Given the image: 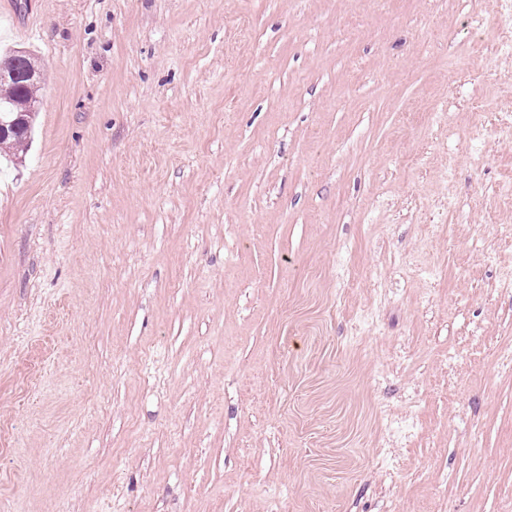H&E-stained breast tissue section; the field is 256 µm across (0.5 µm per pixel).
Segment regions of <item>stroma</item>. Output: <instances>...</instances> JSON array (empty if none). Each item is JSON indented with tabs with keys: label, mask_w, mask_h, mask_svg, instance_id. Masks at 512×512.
Here are the masks:
<instances>
[{
	"label": "stroma",
	"mask_w": 512,
	"mask_h": 512,
	"mask_svg": "<svg viewBox=\"0 0 512 512\" xmlns=\"http://www.w3.org/2000/svg\"><path fill=\"white\" fill-rule=\"evenodd\" d=\"M512 0H5L8 512H512ZM6 73L14 76V78L6 81L0 80V111L14 109L16 104L20 102H30L35 105L37 103L39 82H26V80L16 76V72L9 62L0 64V76L2 77ZM34 117L35 112H33L32 117H28V119H31V121L29 120V124H26L18 132L10 134L9 136H0V150L5 148L15 150L16 152L26 150L31 139Z\"/></svg>",
	"instance_id": "35a3bbf8"
}]
</instances>
